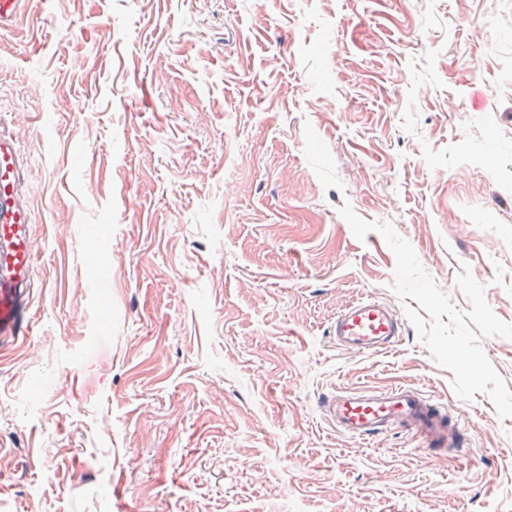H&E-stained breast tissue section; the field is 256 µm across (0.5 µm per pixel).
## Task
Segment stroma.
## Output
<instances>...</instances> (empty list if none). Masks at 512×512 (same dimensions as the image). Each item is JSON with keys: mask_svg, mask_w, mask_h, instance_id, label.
<instances>
[{"mask_svg": "<svg viewBox=\"0 0 512 512\" xmlns=\"http://www.w3.org/2000/svg\"><path fill=\"white\" fill-rule=\"evenodd\" d=\"M0 121L29 159L31 332L0 348V512H512V419L459 398L395 300L388 222L512 323V0H28ZM408 385L462 447L354 440L337 388ZM405 333V322L390 302L361 298L346 303L330 325L336 347L356 355L394 349Z\"/></svg>", "mask_w": 512, "mask_h": 512, "instance_id": "1", "label": "stroma"}]
</instances>
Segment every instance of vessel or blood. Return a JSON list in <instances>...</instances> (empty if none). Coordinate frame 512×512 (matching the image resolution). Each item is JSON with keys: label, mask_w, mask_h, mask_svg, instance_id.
Here are the masks:
<instances>
[{"label": "vessel or blood", "mask_w": 512, "mask_h": 512, "mask_svg": "<svg viewBox=\"0 0 512 512\" xmlns=\"http://www.w3.org/2000/svg\"><path fill=\"white\" fill-rule=\"evenodd\" d=\"M28 0H0V32L21 26ZM28 159L15 136L0 128V343L28 335L25 307L34 286L37 246L30 233ZM405 322L390 302L361 298L346 303L330 325L337 348L356 355L394 349ZM320 410L340 433L358 440L392 431L415 434L423 445L459 446L458 422L447 407L407 386L364 387L324 395Z\"/></svg>", "instance_id": "obj_1"}]
</instances>
